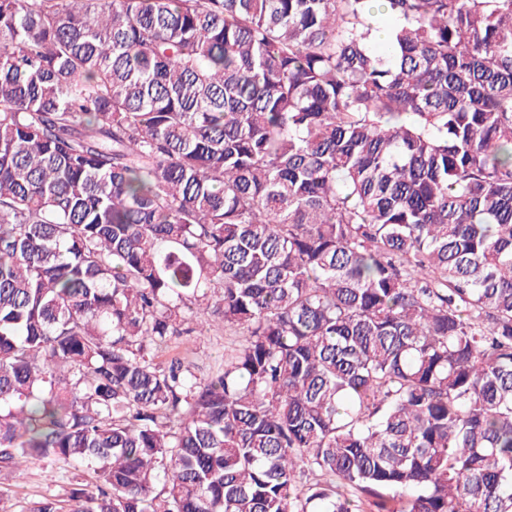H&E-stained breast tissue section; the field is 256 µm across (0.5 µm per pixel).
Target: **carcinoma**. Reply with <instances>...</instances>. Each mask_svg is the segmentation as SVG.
Returning a JSON list of instances; mask_svg holds the SVG:
<instances>
[{
  "instance_id": "carcinoma-1",
  "label": "carcinoma",
  "mask_w": 512,
  "mask_h": 512,
  "mask_svg": "<svg viewBox=\"0 0 512 512\" xmlns=\"http://www.w3.org/2000/svg\"><path fill=\"white\" fill-rule=\"evenodd\" d=\"M33 460L94 483L30 512H512V0H0ZM238 339V333L234 330L224 331L223 327H213L203 336H181L173 339L169 348L159 353L158 361L165 362L172 357H178L192 363L197 374L206 377L224 359V346Z\"/></svg>"
}]
</instances>
